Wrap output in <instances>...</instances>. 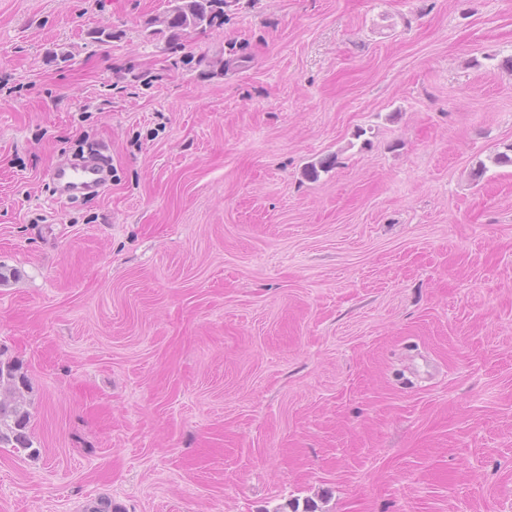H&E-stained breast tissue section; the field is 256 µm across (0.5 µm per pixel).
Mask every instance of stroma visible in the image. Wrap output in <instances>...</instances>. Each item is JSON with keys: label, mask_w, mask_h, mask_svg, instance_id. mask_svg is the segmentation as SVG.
Here are the masks:
<instances>
[{"label": "stroma", "mask_w": 512, "mask_h": 512, "mask_svg": "<svg viewBox=\"0 0 512 512\" xmlns=\"http://www.w3.org/2000/svg\"><path fill=\"white\" fill-rule=\"evenodd\" d=\"M165 9L0 0V512H512V0ZM167 9L151 24L161 26L152 34L169 32L170 39L202 26H212L224 15V0H167ZM51 179L57 199L68 198L103 186L101 170L95 163H87L80 167H55L51 172ZM30 382L22 364L0 359V447L14 448L18 453L37 455L29 430L30 413L25 393Z\"/></svg>", "instance_id": "1"}]
</instances>
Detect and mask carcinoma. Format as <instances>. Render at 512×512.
I'll return each mask as SVG.
<instances>
[{
	"label": "carcinoma",
	"mask_w": 512,
	"mask_h": 512,
	"mask_svg": "<svg viewBox=\"0 0 512 512\" xmlns=\"http://www.w3.org/2000/svg\"><path fill=\"white\" fill-rule=\"evenodd\" d=\"M167 9L156 18L154 33L169 32L175 39L202 26H211L224 15V0H167ZM30 382L22 364L0 359V447L37 455L29 430L30 413L25 393Z\"/></svg>",
	"instance_id": "obj_1"
}]
</instances>
